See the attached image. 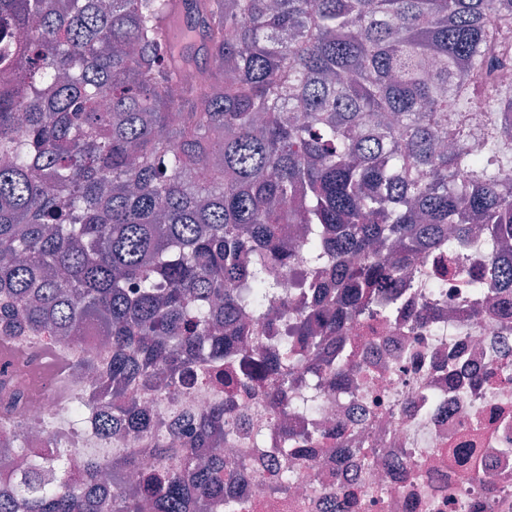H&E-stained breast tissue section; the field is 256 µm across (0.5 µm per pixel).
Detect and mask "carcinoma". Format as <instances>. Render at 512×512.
I'll use <instances>...</instances> for the list:
<instances>
[{
    "label": "carcinoma",
    "mask_w": 512,
    "mask_h": 512,
    "mask_svg": "<svg viewBox=\"0 0 512 512\" xmlns=\"http://www.w3.org/2000/svg\"><path fill=\"white\" fill-rule=\"evenodd\" d=\"M170 2L0 0V343L105 337L67 410L112 439L41 459L1 410L0 512H249L226 486L288 474L224 459L238 393L288 420L299 377L353 363L346 324L396 314L420 254L485 234L484 275L512 289V0H186L202 71L168 55ZM296 255L330 281H300L290 336L261 342L240 311L276 303ZM215 385L196 447L156 435L143 396Z\"/></svg>",
    "instance_id": "obj_1"
}]
</instances>
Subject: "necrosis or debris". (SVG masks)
<instances>
[{"label": "necrosis or debris", "instance_id": "obj_1", "mask_svg": "<svg viewBox=\"0 0 512 512\" xmlns=\"http://www.w3.org/2000/svg\"><path fill=\"white\" fill-rule=\"evenodd\" d=\"M340 344L357 364L301 392L294 421L334 428L317 467L292 472V493L269 498L261 479L233 491L250 512H512V291L472 294L449 280L439 297L413 288L387 326L354 320ZM58 387L34 389L33 368L0 373V408L36 426L35 452L61 445L105 455L110 440L69 435Z\"/></svg>", "mask_w": 512, "mask_h": 512}]
</instances>
